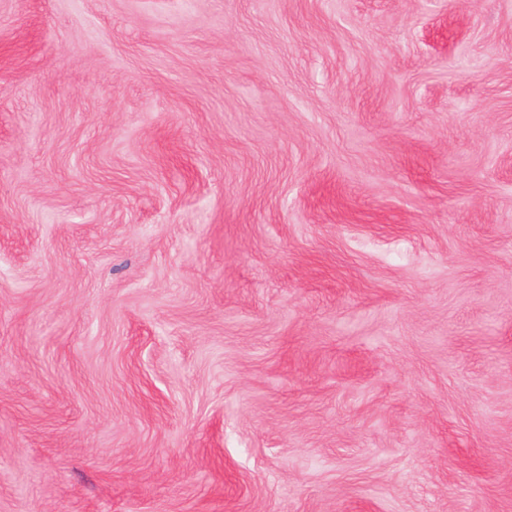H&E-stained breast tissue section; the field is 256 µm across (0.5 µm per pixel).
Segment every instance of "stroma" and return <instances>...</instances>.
Masks as SVG:
<instances>
[{
  "instance_id": "35a3bbf8",
  "label": "stroma",
  "mask_w": 512,
  "mask_h": 512,
  "mask_svg": "<svg viewBox=\"0 0 512 512\" xmlns=\"http://www.w3.org/2000/svg\"><path fill=\"white\" fill-rule=\"evenodd\" d=\"M0 512H512V0H0Z\"/></svg>"
}]
</instances>
